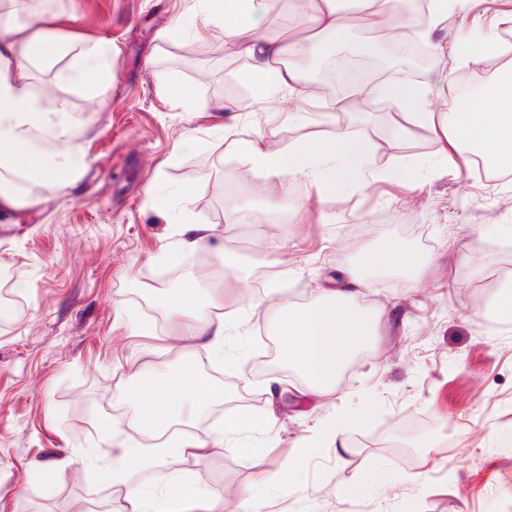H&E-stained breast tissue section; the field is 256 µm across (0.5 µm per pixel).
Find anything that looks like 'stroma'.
Listing matches in <instances>:
<instances>
[{"label":"stroma","instance_id":"obj_1","mask_svg":"<svg viewBox=\"0 0 512 512\" xmlns=\"http://www.w3.org/2000/svg\"><path fill=\"white\" fill-rule=\"evenodd\" d=\"M27 0L11 21L52 20L55 51L29 67L32 88L85 120L78 179L62 186L16 174L21 204L0 213V273L26 288L0 323V512H121L125 489L97 460L100 432L147 445L143 426L114 395L135 393L144 374L193 350V368L224 392L191 422L187 439H207L240 415L274 419L251 431L265 467L291 463L286 487H259L252 462L233 447L179 455L173 469L205 496L233 498L259 487L263 512H512V178L479 173L470 156L451 172L427 128L401 129L380 93L346 109L313 95L287 103L225 92L226 76L249 86L251 60L225 50L223 24L197 35L205 0ZM512 0H468L438 27L416 80L446 69L449 98L462 84L489 86L512 70V51L490 56L484 42L512 36ZM108 50L113 81L104 105L64 79L73 55ZM188 86L221 111L192 112L170 93ZM345 129L387 178L324 192L302 180L269 179L229 142L274 132L280 145L333 139ZM194 136L193 148L179 144ZM168 199L154 208L149 197ZM210 225L203 263L158 254L176 242L179 216ZM434 263L426 274L368 270L356 309H379L378 334L336 376L332 397L310 393L280 349L282 304L302 307L338 287L341 268L389 242ZM239 257L225 270L224 251ZM193 282L216 288L225 309L249 312L244 354L218 359L177 335L161 298ZM146 326L139 335L138 326ZM335 418L343 453L309 446ZM71 457L57 482L42 470Z\"/></svg>","mask_w":512,"mask_h":512}]
</instances>
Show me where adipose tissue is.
Wrapping results in <instances>:
<instances>
[{"label":"adipose tissue","instance_id":"ef3b65f1","mask_svg":"<svg viewBox=\"0 0 512 512\" xmlns=\"http://www.w3.org/2000/svg\"><path fill=\"white\" fill-rule=\"evenodd\" d=\"M208 18L223 21L227 31L225 49L247 55L251 75L263 91L293 95L301 83L299 73L284 65L288 56L302 47L277 39L246 40L243 29L259 28L265 21L270 0H208ZM349 24L345 0H315L308 16V27L322 38L342 34ZM50 29L43 18L27 25L0 24V209L16 204V191L10 173L25 169L29 179L72 181L80 168L79 140L84 121L63 120L57 109L37 100L31 90L28 63L31 57L50 51ZM67 81L88 86L96 98H103L112 86V70L103 61L99 48L80 50L66 75ZM385 95L402 111L407 123L426 126L441 133L444 143L458 148L467 141L478 145L491 157L512 158V81L488 87L479 110L437 112L431 96L447 95L448 76L431 73L411 93L388 87ZM233 151L245 156L255 169L268 178L289 177L308 182L316 190L334 184L337 175L356 160L348 134L321 143L302 142L281 146L272 136L239 138L231 141ZM430 266L397 242L383 251L369 252L362 266L342 272L344 285L325 292L322 299L301 308L283 305L279 334L289 360L309 384L312 394L325 398L335 390L341 365L366 346L381 318L380 311L347 313L351 299L366 287L364 269L394 267L425 272ZM177 316L184 335L204 341L217 355L227 354L235 336L246 321L245 309L228 319H213L208 303L193 284H185L166 302ZM216 385L199 375H185L169 368L147 374L139 384L137 413L146 433H154L172 420L192 417L205 404L221 400ZM234 431L222 426L208 441H188L173 436L164 448H131L114 443L103 462L113 481L126 487L125 512H185L189 503L200 499V490L182 483L173 475L159 476L152 488H144L134 477L143 467H162L172 450L196 454L206 448H221Z\"/></svg>","mask_w":512,"mask_h":512}]
</instances>
